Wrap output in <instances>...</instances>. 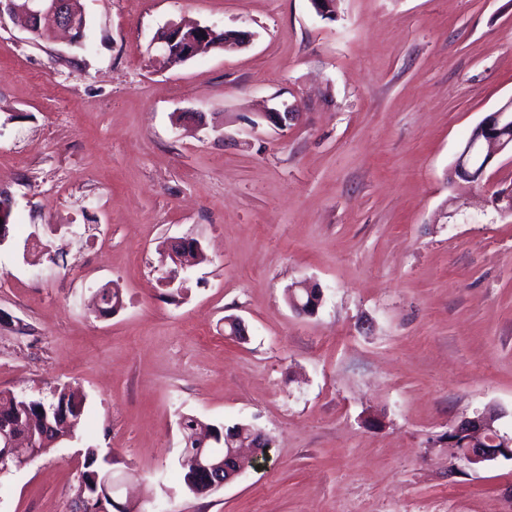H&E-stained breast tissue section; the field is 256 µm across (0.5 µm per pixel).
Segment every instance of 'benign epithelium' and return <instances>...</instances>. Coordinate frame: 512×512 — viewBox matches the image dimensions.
I'll return each mask as SVG.
<instances>
[{"instance_id": "7a95c632", "label": "benign epithelium", "mask_w": 512, "mask_h": 512, "mask_svg": "<svg viewBox=\"0 0 512 512\" xmlns=\"http://www.w3.org/2000/svg\"><path fill=\"white\" fill-rule=\"evenodd\" d=\"M8 14L20 18L27 31L36 34L41 28L66 30L71 33L75 43L83 41L86 26L85 15L75 10L72 0H0V17ZM251 35L242 31H218L212 26L200 24L182 25L173 23L160 30L155 43L172 64H179L193 58L206 47H222L226 50L244 48L250 44ZM265 118L275 125L285 127L296 120L297 113L285 105L281 109L272 108L264 113ZM512 121V113L508 106H502L486 118L484 129L490 137L499 133L503 124ZM168 255L172 263L180 268L197 263L202 255L200 243L192 240L178 239L170 242ZM303 299L292 294L294 311L312 316L322 304V289L307 284L299 285ZM497 416L492 412L481 413L473 418L465 419L449 433L448 439L458 449L459 458L470 468H480L500 457L512 459V437L501 434L494 427ZM251 437H245V431L230 429L224 434V457L217 461L197 454L185 458V465L192 469V475L208 473L218 466H223L227 476L224 480L214 483L210 489L216 490L233 480L241 472L256 464L252 456L244 449L256 448L252 438L261 435V431L250 429ZM8 447L15 449L16 468L21 469L31 460L27 449L32 447L28 434L13 435ZM102 491L92 499H83L79 503L78 512H112L115 500L112 496V482L106 474L100 481Z\"/></svg>"}]
</instances>
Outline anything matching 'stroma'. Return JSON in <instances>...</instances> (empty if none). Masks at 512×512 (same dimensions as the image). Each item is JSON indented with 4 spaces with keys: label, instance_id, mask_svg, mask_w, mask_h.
<instances>
[{
    "label": "stroma",
    "instance_id": "obj_1",
    "mask_svg": "<svg viewBox=\"0 0 512 512\" xmlns=\"http://www.w3.org/2000/svg\"><path fill=\"white\" fill-rule=\"evenodd\" d=\"M79 3L80 46L0 18V392L84 398L75 437L0 475V512H69L89 447L138 512H512V460L446 439L489 408L512 436V216L489 198L512 151L483 186L453 174L512 99V0ZM182 21L253 39L164 64ZM172 238L206 259L169 284ZM184 415L270 447L195 495ZM292 288V307L294 311L302 315H315L323 300V292L321 288L310 286L307 284L295 285ZM295 288H299L302 292L303 299L299 300L295 293Z\"/></svg>",
    "mask_w": 512,
    "mask_h": 512
}]
</instances>
